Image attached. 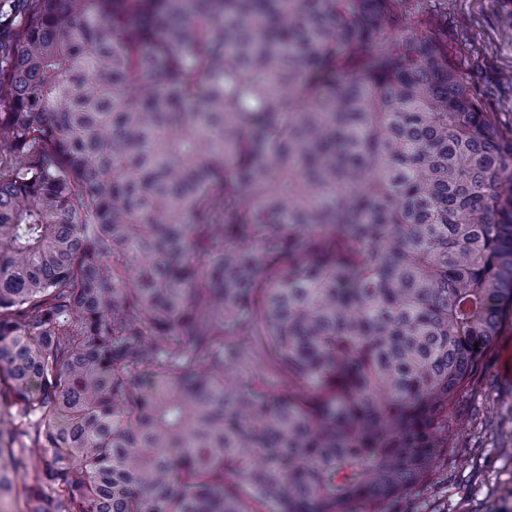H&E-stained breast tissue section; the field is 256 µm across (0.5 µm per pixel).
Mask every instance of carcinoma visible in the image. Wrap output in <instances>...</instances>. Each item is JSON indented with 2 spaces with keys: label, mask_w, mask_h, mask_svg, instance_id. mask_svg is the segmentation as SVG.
Here are the masks:
<instances>
[{
  "label": "carcinoma",
  "mask_w": 512,
  "mask_h": 512,
  "mask_svg": "<svg viewBox=\"0 0 512 512\" xmlns=\"http://www.w3.org/2000/svg\"><path fill=\"white\" fill-rule=\"evenodd\" d=\"M421 2L0 0V512L425 484L512 307V131Z\"/></svg>",
  "instance_id": "carcinoma-1"
}]
</instances>
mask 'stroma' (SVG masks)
I'll return each instance as SVG.
<instances>
[{"label": "stroma", "instance_id": "obj_1", "mask_svg": "<svg viewBox=\"0 0 512 512\" xmlns=\"http://www.w3.org/2000/svg\"><path fill=\"white\" fill-rule=\"evenodd\" d=\"M486 111L512 127V0H428ZM466 426L394 512H512V312L459 400Z\"/></svg>", "mask_w": 512, "mask_h": 512}]
</instances>
